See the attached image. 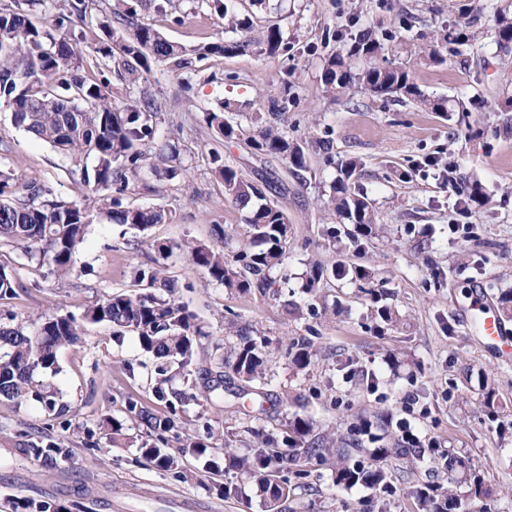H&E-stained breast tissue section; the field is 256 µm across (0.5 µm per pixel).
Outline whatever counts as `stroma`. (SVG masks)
<instances>
[{"label": "stroma", "mask_w": 512, "mask_h": 512, "mask_svg": "<svg viewBox=\"0 0 512 512\" xmlns=\"http://www.w3.org/2000/svg\"><path fill=\"white\" fill-rule=\"evenodd\" d=\"M512 10V0H237L248 16L252 45L241 55L200 57L201 47L223 42L224 22L213 0H144L139 21L152 25L181 49L180 61L154 60L135 85L117 69L107 70L113 99L136 105L154 99L159 116L155 157L174 156L181 176L145 170L124 194L125 204L164 209L168 220L147 234L94 218L64 277L28 262L21 249L0 245V264L13 268L19 285L0 300V317L27 323L40 314H81L112 292L134 293L133 266L150 263L154 244L186 239L215 241V227L240 228L246 213L225 200L211 156L259 186L288 215L295 229L285 267L288 282L278 296L227 293L206 282L186 258L173 255L169 270L188 304L214 338L235 319L268 336L276 377L265 396L246 400L258 427L277 434L292 415L312 417L320 432L364 439V421L387 410L391 420H408L421 442L455 449L479 469L493 495L472 512H512V361L485 349L470 327L468 294L485 292L497 303L512 288V133L504 130V111L512 103V61L502 59L493 37L496 9ZM445 25L463 29L467 44L441 48L442 62L424 60ZM280 32L281 48L265 51L268 28ZM369 30L388 47L394 65L408 69L429 97L464 101L465 123L446 120L411 101L394 102L362 92L328 93L325 59L354 35ZM279 112H271V103ZM223 113L241 128L243 139L223 141L204 115ZM274 127L299 141L308 169L293 177L282 155L261 154L244 142L255 124ZM9 162L19 181L37 177L55 193L85 199L90 188L79 167L14 128L0 110ZM330 140L323 151L321 140ZM349 160L360 167L363 188L385 230L351 243L350 225L338 227L335 242L323 235L330 223L329 185ZM479 180L491 199L488 207L463 211L449 181L451 174ZM347 256L372 267L375 286L387 291L400 313L397 330L379 334L369 302L356 284L331 279L323 292L327 312L294 320L288 302H304L300 276L310 261L325 264ZM311 339L317 352L306 381L288 370L283 352L291 339ZM57 375L42 380L69 406L67 420L49 416L32 403L0 400V512H59L80 502L79 512H113V501L129 512H265L256 483L238 461L251 445L241 434L224 456L221 469L204 460L182 459L185 478L145 461L138 448L87 437L104 415L121 417L127 397L151 412L167 408L151 391L153 360L135 337L112 340L108 325L88 326L79 344L59 355ZM498 398L495 413L481 406L483 383ZM61 442L67 460L51 465L22 455L18 434ZM307 475L282 512H359L373 505L372 490L336 486L331 466L302 459ZM394 489L391 512H418L413 489L430 481L447 485L446 471H410L404 462L385 463ZM233 486L224 496L223 486Z\"/></svg>", "instance_id": "35a3bbf8"}]
</instances>
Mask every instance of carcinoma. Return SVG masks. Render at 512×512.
Here are the masks:
<instances>
[{"label": "carcinoma", "instance_id": "obj_1", "mask_svg": "<svg viewBox=\"0 0 512 512\" xmlns=\"http://www.w3.org/2000/svg\"><path fill=\"white\" fill-rule=\"evenodd\" d=\"M14 5L0 8V105L11 113L12 126L50 144L79 165L93 160L92 171H84V182L94 181L92 196L82 202L68 201L53 194L50 188L32 178L16 186L13 168L0 156V241L15 244L28 260L37 265H50L53 272L64 275L74 263L79 245L85 240L93 215L140 232L168 218L165 210L127 206L123 194L129 182L137 178L147 164L155 135L158 113L151 105H130L123 110L112 103L108 80L88 82L77 74L81 49L74 42L72 24L90 16L88 0H53V12L35 22L31 8L43 0H13ZM140 0L126 4L124 16L130 28L123 33L110 24L101 23L104 39L90 51L94 66H108L119 52L124 70L134 74L135 66L149 67L151 59H173L179 56L178 46L167 41L148 24L134 22ZM224 26L231 30H247L249 22L239 18L234 0H213ZM495 43L506 55L512 54V13L496 10ZM248 39H232L203 48L206 53L232 56L246 52ZM324 80L331 93L358 89L386 99H411L421 106L453 119L466 110L464 102L451 98H429L412 81L409 71L393 65L386 57L384 44L369 32L354 37L349 49L337 52L325 61ZM207 123L222 138L236 137L235 128L224 120V113L210 112ZM247 145L259 152L282 154L289 158L292 173L300 177L307 170L303 146L288 141L286 136L270 127H261L250 135ZM217 163L215 173L224 184V199L246 210L242 231L233 234L224 228L214 229L217 242L205 243L187 239L178 244H157L158 257L152 264L133 268L134 280L143 286L139 294L113 292L103 301L84 310L83 315L42 314L29 325L5 326L0 323V399L22 403L33 400L43 409L62 416L67 406L57 404L54 393L36 376L57 373L61 349L77 344L86 325L104 323L112 327V338L123 341L127 335L137 338L140 349L156 360L151 378L152 394L165 403L167 414L157 416L130 397L125 402L126 418L106 415L97 423L102 437L117 444L127 442L139 448L142 457L161 471H180V457H206L211 441L224 439L229 445L238 436L237 429L214 431L208 422L195 434L184 432L185 421L180 408L191 402L214 403L224 399V392L242 400L259 392L272 381L267 358L268 342L263 336L237 326L231 321L225 332L236 342L230 353L217 360L215 367L204 368L197 363L202 340L209 338L197 316L177 297V280L169 275L167 260L179 252L190 265L201 270L209 280L224 287L230 294H267L278 282L276 273L288 257L294 237L288 215L256 185L246 181L238 171ZM357 162L348 161L340 167L341 177L330 185L332 216L354 225L353 239L377 235L382 228L367 197L352 189L350 178ZM458 203L463 207L481 209L489 202L482 184L477 180H461ZM346 278L366 284L361 289L368 296L371 312L380 329H391L402 322L394 307L383 303L381 292L368 287L374 280L372 269L349 265L342 261L332 266L310 263L303 273L302 288L307 301L294 304L290 314L300 319L313 314L322 302L318 285L329 277ZM16 274L0 266V300L15 296ZM288 366L295 375L306 374L313 362V344L297 339L284 352ZM230 369L240 385L230 390L224 386V369ZM182 373V385L173 386V370ZM133 418L147 427L143 435L127 434L126 419ZM314 422L294 416L289 434L283 438L256 428H248L254 445L242 461L267 501L268 512H282L281 502L292 492L290 479L277 475L271 462L306 448L307 456L334 465L335 483L345 488L362 486L382 494L389 487L383 463L388 458L407 459L411 467L435 463L448 471V487L424 484L417 488L416 498L421 512H462L470 502L491 494L484 476L476 469H463L458 455L448 453L436 459L430 448H369V462L352 464L351 454L358 443L322 435L312 441ZM184 439L178 454L163 448L167 436ZM17 447L22 453L58 461L62 449L54 442H44L27 434H18Z\"/></svg>", "mask_w": 512, "mask_h": 512}]
</instances>
